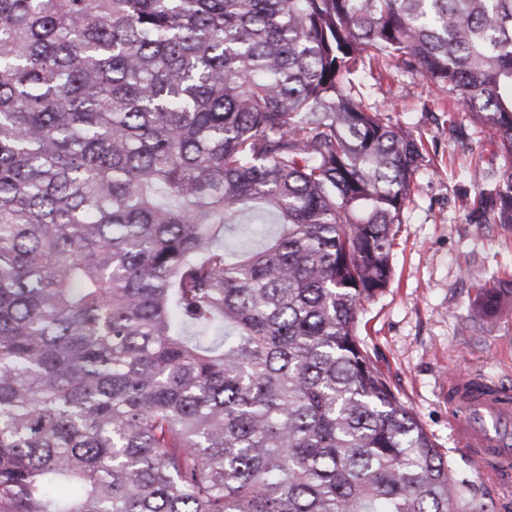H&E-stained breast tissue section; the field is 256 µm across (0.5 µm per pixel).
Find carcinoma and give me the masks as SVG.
I'll return each mask as SVG.
<instances>
[{
    "label": "carcinoma",
    "instance_id": "cac0c4a2",
    "mask_svg": "<svg viewBox=\"0 0 512 512\" xmlns=\"http://www.w3.org/2000/svg\"><path fill=\"white\" fill-rule=\"evenodd\" d=\"M393 59L512 225V0H0V512H490L358 334Z\"/></svg>",
    "mask_w": 512,
    "mask_h": 512
}]
</instances>
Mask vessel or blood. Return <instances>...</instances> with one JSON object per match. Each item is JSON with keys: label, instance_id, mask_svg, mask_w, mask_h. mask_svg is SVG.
<instances>
[{"label": "vessel or blood", "instance_id": "obj_1", "mask_svg": "<svg viewBox=\"0 0 512 512\" xmlns=\"http://www.w3.org/2000/svg\"><path fill=\"white\" fill-rule=\"evenodd\" d=\"M455 435L482 475L512 492V390L481 373L453 378L448 389Z\"/></svg>", "mask_w": 512, "mask_h": 512}]
</instances>
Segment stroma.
Wrapping results in <instances>:
<instances>
[{
  "label": "stroma",
  "mask_w": 512,
  "mask_h": 512,
  "mask_svg": "<svg viewBox=\"0 0 512 512\" xmlns=\"http://www.w3.org/2000/svg\"><path fill=\"white\" fill-rule=\"evenodd\" d=\"M363 81L369 102L392 108L421 140L423 162L395 227L391 280L360 307L359 334L455 476L471 480L494 512H512V498L460 452L446 393L449 377L468 373L512 382V233L470 215L479 201L473 173L493 147L425 77L392 63L364 72ZM490 290L499 293L491 310Z\"/></svg>",
  "instance_id": "35a3bbf8"
}]
</instances>
